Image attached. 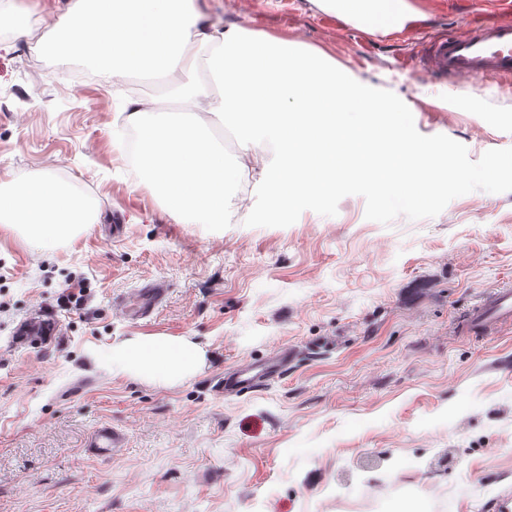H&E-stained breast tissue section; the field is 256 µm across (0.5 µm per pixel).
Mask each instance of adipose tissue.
Segmentation results:
<instances>
[{
    "mask_svg": "<svg viewBox=\"0 0 512 512\" xmlns=\"http://www.w3.org/2000/svg\"><path fill=\"white\" fill-rule=\"evenodd\" d=\"M87 209L69 187L40 175L0 190V224H18L28 236L57 240L70 238L87 224ZM205 358L204 349L185 337H133L112 349V361L130 376L177 384L194 375Z\"/></svg>",
    "mask_w": 512,
    "mask_h": 512,
    "instance_id": "adipose-tissue-1",
    "label": "adipose tissue"
}]
</instances>
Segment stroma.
Returning <instances> with one entry per match:
<instances>
[{
	"label": "stroma",
	"instance_id": "1",
	"mask_svg": "<svg viewBox=\"0 0 512 512\" xmlns=\"http://www.w3.org/2000/svg\"><path fill=\"white\" fill-rule=\"evenodd\" d=\"M69 0H0V33L29 11L57 30ZM222 25L324 51L354 80L396 94L424 135L471 160L512 147V86L465 87L410 63L424 40L485 19L480 0H405L412 23L392 37L328 19L313 0H209ZM0 36V180L51 174L82 192L93 220L52 243L0 224V512H486L512 493V326L465 331L491 286L512 287V191L476 190L435 217L390 225L365 200L307 210L287 227L245 219L272 159L228 141L242 174L231 225L181 224L132 171L125 80L74 81V65L23 59ZM57 101L44 108L47 85ZM124 225L113 237V225ZM167 281L149 320L123 308L146 280ZM85 281L87 313L56 304ZM52 314L47 349L15 348L13 329ZM135 336L186 337L205 360L172 386L123 374L112 347ZM296 359L277 381L226 397L224 372ZM102 423L125 448L95 457Z\"/></svg>",
	"mask_w": 512,
	"mask_h": 512
}]
</instances>
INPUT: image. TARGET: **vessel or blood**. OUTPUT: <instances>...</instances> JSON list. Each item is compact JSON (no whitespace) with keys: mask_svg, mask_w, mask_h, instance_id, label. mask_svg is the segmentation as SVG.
Segmentation results:
<instances>
[{"mask_svg":"<svg viewBox=\"0 0 512 512\" xmlns=\"http://www.w3.org/2000/svg\"><path fill=\"white\" fill-rule=\"evenodd\" d=\"M489 4L495 20L466 22L464 27L434 37L424 46L421 58L427 68L459 85L489 76L512 78V0H489ZM167 289L162 279L144 282L134 303L126 306V315L136 320L150 317L164 300ZM465 322L468 329L483 334L512 323V289L495 288L484 293L467 312ZM58 334L56 321L40 315L20 323L12 341L17 345L34 340L52 343ZM292 360V350L283 349L265 365L224 375L215 390L220 394L258 390L286 372ZM124 446V433L109 423L97 426L88 443L90 452L102 457L115 454Z\"/></svg>","mask_w":512,"mask_h":512,"instance_id":"1","label":"vessel or blood"}]
</instances>
